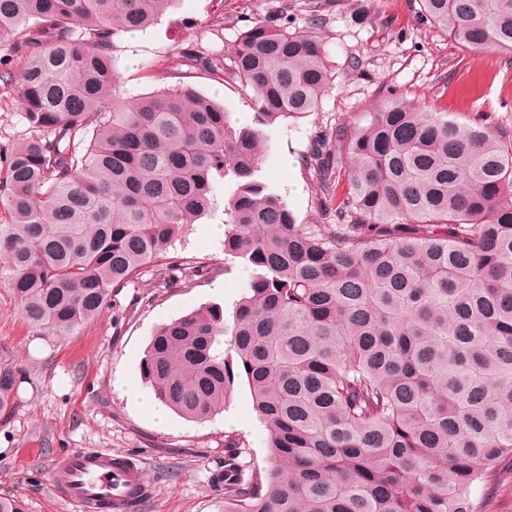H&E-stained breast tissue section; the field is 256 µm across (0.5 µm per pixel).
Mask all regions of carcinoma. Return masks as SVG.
Listing matches in <instances>:
<instances>
[{
  "label": "carcinoma",
  "instance_id": "obj_1",
  "mask_svg": "<svg viewBox=\"0 0 512 512\" xmlns=\"http://www.w3.org/2000/svg\"><path fill=\"white\" fill-rule=\"evenodd\" d=\"M177 2L0 0V50L23 58L0 83L31 132L0 153V284L66 336L147 272L213 271L174 249L219 215L224 264L253 275L232 310L155 329L140 374L201 423L247 383L270 458L247 475L230 443L224 512H481L474 491L512 456V138L391 94L314 142L334 223L301 224L263 155L329 86L323 18L182 53L250 95L239 125L189 84L128 101L117 43ZM419 2L457 45L512 56V0ZM21 376L0 358L1 418Z\"/></svg>",
  "mask_w": 512,
  "mask_h": 512
}]
</instances>
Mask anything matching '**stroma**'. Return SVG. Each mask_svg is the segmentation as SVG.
<instances>
[{
	"label": "stroma",
	"instance_id": "35a3bbf8",
	"mask_svg": "<svg viewBox=\"0 0 512 512\" xmlns=\"http://www.w3.org/2000/svg\"><path fill=\"white\" fill-rule=\"evenodd\" d=\"M309 0H180L157 24L123 35L117 60L132 94L191 84L233 113L251 112L247 96L202 69L181 65L187 47L221 52L255 22L277 16L289 30L310 25ZM419 0H334L318 35L332 79L317 111L274 127L264 167L288 199L299 223L321 224L330 214L317 177L305 165L312 145L330 127L357 121L393 90L452 113L463 122L512 130V57L474 53L423 23ZM29 130L17 88L0 87V149ZM291 174H283L285 161ZM222 239L206 225H190L177 241L186 260L223 258ZM251 275L239 265L176 288H161L145 274L124 288L112 306L67 336L29 326L18 305L0 289V351L24 368L18 401L0 420V494L24 500L27 512H73L52 489L54 458L74 448L136 455L152 494L143 512H224V494L212 476L224 467V446L238 443L251 468L267 465L264 427L247 385L236 388L223 413L196 423L170 415L158 428L128 406L114 388L117 377L140 382L139 364L159 324L207 304L232 307ZM482 512H512V457L502 458L484 487Z\"/></svg>",
	"mask_w": 512,
	"mask_h": 512
}]
</instances>
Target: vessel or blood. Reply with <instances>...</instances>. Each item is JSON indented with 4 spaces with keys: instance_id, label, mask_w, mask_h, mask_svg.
<instances>
[{
    "instance_id": "obj_1",
    "label": "vessel or blood",
    "mask_w": 512,
    "mask_h": 512,
    "mask_svg": "<svg viewBox=\"0 0 512 512\" xmlns=\"http://www.w3.org/2000/svg\"><path fill=\"white\" fill-rule=\"evenodd\" d=\"M54 468L64 475L54 492L74 512H134L148 494L143 469L107 451L76 448L59 456Z\"/></svg>"
}]
</instances>
